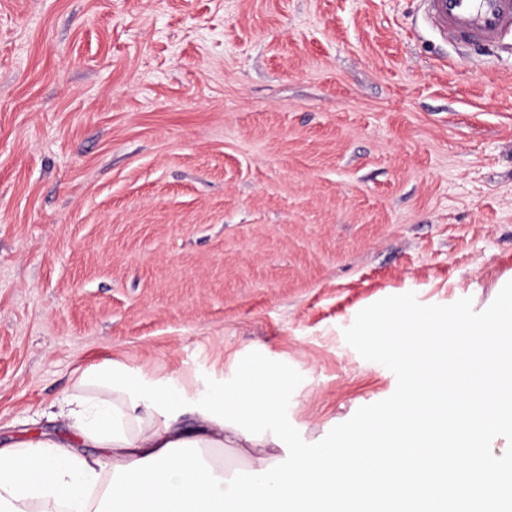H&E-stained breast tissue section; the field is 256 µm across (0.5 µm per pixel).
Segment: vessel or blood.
<instances>
[{
    "mask_svg": "<svg viewBox=\"0 0 512 512\" xmlns=\"http://www.w3.org/2000/svg\"><path fill=\"white\" fill-rule=\"evenodd\" d=\"M424 19L453 42L494 52L512 37V0H421Z\"/></svg>",
    "mask_w": 512,
    "mask_h": 512,
    "instance_id": "b4317fda",
    "label": "vessel or blood"
}]
</instances>
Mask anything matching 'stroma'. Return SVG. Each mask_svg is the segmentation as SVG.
<instances>
[{
	"instance_id": "35a3bbf8",
	"label": "stroma",
	"mask_w": 512,
	"mask_h": 512,
	"mask_svg": "<svg viewBox=\"0 0 512 512\" xmlns=\"http://www.w3.org/2000/svg\"><path fill=\"white\" fill-rule=\"evenodd\" d=\"M512 278V44L420 0H0V442L84 369L287 365L299 450L402 391L403 300Z\"/></svg>"
}]
</instances>
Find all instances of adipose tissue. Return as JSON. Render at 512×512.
Here are the masks:
<instances>
[{
    "instance_id": "obj_1",
    "label": "adipose tissue",
    "mask_w": 512,
    "mask_h": 512,
    "mask_svg": "<svg viewBox=\"0 0 512 512\" xmlns=\"http://www.w3.org/2000/svg\"><path fill=\"white\" fill-rule=\"evenodd\" d=\"M373 336H397L403 389L387 409L341 428L335 447L296 454L283 407L287 372L255 363L206 403L123 369H92L57 412L70 438L0 446V512H434L456 486L461 512H512V295L481 317L397 307ZM238 448L247 480L203 454Z\"/></svg>"
}]
</instances>
